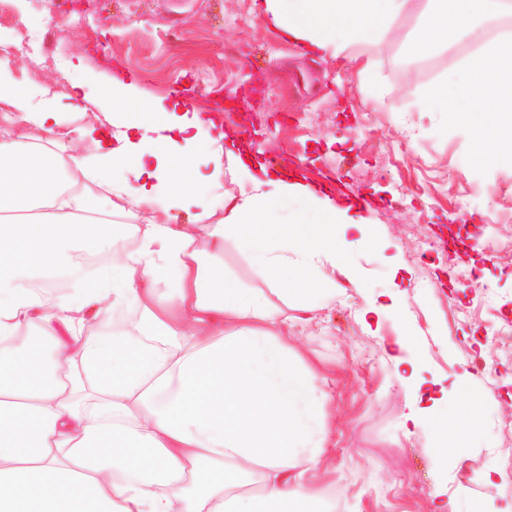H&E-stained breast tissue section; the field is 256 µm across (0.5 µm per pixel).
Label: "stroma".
Wrapping results in <instances>:
<instances>
[{"instance_id": "35a3bbf8", "label": "stroma", "mask_w": 512, "mask_h": 512, "mask_svg": "<svg viewBox=\"0 0 512 512\" xmlns=\"http://www.w3.org/2000/svg\"><path fill=\"white\" fill-rule=\"evenodd\" d=\"M415 24L405 16L400 40L359 46L371 62L365 71L308 52L254 0H9L0 44L11 49L17 79L32 75L54 93L90 102L87 112H59L65 129L109 123L94 103L113 74L130 67L141 97L181 98L227 132L246 126L258 160L298 164L312 187L361 195L350 215L373 241L353 252L362 285L337 276L344 293L295 329L331 396L332 448L319 480L336 512H428L438 485L449 497L469 496L478 512H512V338L492 333L512 319V168L463 167L466 132L420 110L422 91L449 65L442 53L425 70L406 54L401 40ZM78 53L84 68L76 74L70 63ZM222 95L235 96L240 110L218 111ZM283 112L298 122H280ZM249 189L224 175L210 185L208 212L177 211L172 221L218 223L225 196ZM492 214L503 218L494 259L470 249L422 258L423 239L476 237ZM474 271L491 282L493 297L481 312L453 318V308L480 295ZM395 297L403 327L369 310ZM476 356L496 367V386L471 369ZM410 375L431 394L453 399L465 389L481 400L479 432L444 469L425 427L409 435L401 428Z\"/></svg>"}]
</instances>
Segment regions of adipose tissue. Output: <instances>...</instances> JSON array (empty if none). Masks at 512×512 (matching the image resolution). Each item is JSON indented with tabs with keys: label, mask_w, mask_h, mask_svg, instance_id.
<instances>
[{
	"label": "adipose tissue",
	"mask_w": 512,
	"mask_h": 512,
	"mask_svg": "<svg viewBox=\"0 0 512 512\" xmlns=\"http://www.w3.org/2000/svg\"><path fill=\"white\" fill-rule=\"evenodd\" d=\"M291 39L339 57L395 41L429 58L465 31L500 18L512 0H262ZM401 40V39H400ZM137 79L113 76L97 107L117 115L98 154L63 149L62 103L48 86L18 83L0 60V114L38 131L0 137V512H335L304 483L329 444L327 393L291 343L287 309L309 313L350 282L348 215L334 197L289 182L242 145L201 135L215 120L180 103L145 100ZM467 132L472 161L512 167V39L446 73L421 97ZM214 161L200 174L195 156ZM252 186L226 197L222 223L142 221L143 211L207 210L225 163ZM137 189H130V182ZM265 285L215 271L225 241ZM103 261L77 273L82 255ZM120 263H113V256ZM127 314L111 343L89 320ZM47 346L34 354L30 339ZM405 425L429 417L443 461L477 429L478 398L424 402L410 380Z\"/></svg>",
	"instance_id": "ef3b65f1"
}]
</instances>
